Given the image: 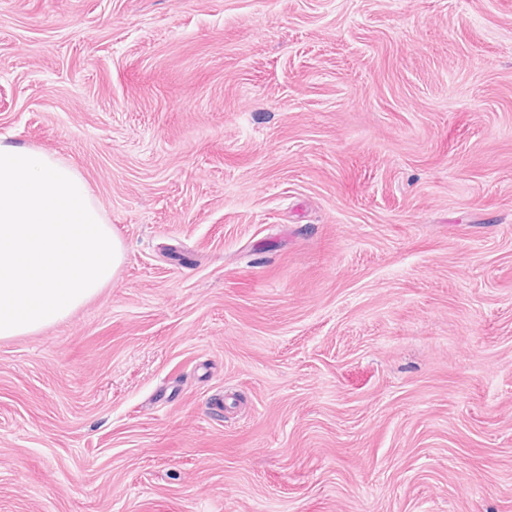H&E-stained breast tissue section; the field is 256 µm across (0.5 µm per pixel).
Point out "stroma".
Returning <instances> with one entry per match:
<instances>
[{
  "label": "stroma",
  "mask_w": 512,
  "mask_h": 512,
  "mask_svg": "<svg viewBox=\"0 0 512 512\" xmlns=\"http://www.w3.org/2000/svg\"><path fill=\"white\" fill-rule=\"evenodd\" d=\"M0 140L124 246L0 512H512V0H0Z\"/></svg>",
  "instance_id": "1"
}]
</instances>
